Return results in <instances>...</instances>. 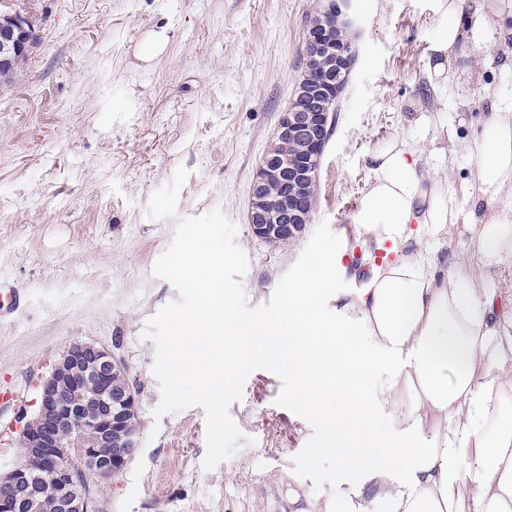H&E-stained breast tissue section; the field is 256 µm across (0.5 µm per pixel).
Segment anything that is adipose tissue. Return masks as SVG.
Listing matches in <instances>:
<instances>
[{"instance_id": "adipose-tissue-1", "label": "adipose tissue", "mask_w": 512, "mask_h": 512, "mask_svg": "<svg viewBox=\"0 0 512 512\" xmlns=\"http://www.w3.org/2000/svg\"><path fill=\"white\" fill-rule=\"evenodd\" d=\"M470 0H436L438 37L427 61L434 86L465 42L489 45L511 31L512 0L470 7ZM375 176L363 191L356 224L390 261L373 267L359 288L337 290L336 319L323 321L317 297L329 276L311 266L275 317L243 323L233 316L230 293L220 291L222 268L194 255L181 269L200 289V314L178 317L180 365L198 361L206 345L200 383L220 395L232 373L256 356L297 379L292 398L320 420L325 451L348 476L335 498L292 490L291 512H512V315L504 292L487 287L481 272L512 265V210L468 218L462 196L512 191V111L492 106L475 145V177L461 193L428 178L416 151L402 139L370 156ZM466 223L477 238L479 266L437 248L450 225ZM368 336L365 351L354 330ZM232 349H225V340ZM390 368L371 392L360 382L379 365ZM389 410L405 452L386 448L368 421L369 409ZM420 444L418 453L408 445ZM475 475L478 491H465Z\"/></svg>"}]
</instances>
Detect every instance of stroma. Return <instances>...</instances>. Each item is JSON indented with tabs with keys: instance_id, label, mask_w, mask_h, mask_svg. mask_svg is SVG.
Returning <instances> with one entry per match:
<instances>
[{
	"instance_id": "1",
	"label": "stroma",
	"mask_w": 512,
	"mask_h": 512,
	"mask_svg": "<svg viewBox=\"0 0 512 512\" xmlns=\"http://www.w3.org/2000/svg\"><path fill=\"white\" fill-rule=\"evenodd\" d=\"M321 0H0L34 15L39 42L0 83V279L21 292L0 319V391L25 394L78 340L111 350L137 391L139 446L115 475L88 479L92 512H288L294 458L312 434L277 405L259 369L229 413L245 436L208 470L206 414L154 417L150 318L177 299L153 274L178 220L221 208L248 260L249 306L268 303L316 227L375 262L359 238L369 156L398 137L457 190L490 103L512 106V40L469 46L440 89L427 73L434 0H357L355 65L321 160L312 220L272 243L248 224L252 183L302 75L306 21ZM165 53L140 62L144 34ZM168 36L165 31L147 33L137 46V55L141 61L150 63L166 50Z\"/></svg>"
}]
</instances>
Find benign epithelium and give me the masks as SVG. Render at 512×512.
<instances>
[{
	"label": "benign epithelium",
	"mask_w": 512,
	"mask_h": 512,
	"mask_svg": "<svg viewBox=\"0 0 512 512\" xmlns=\"http://www.w3.org/2000/svg\"><path fill=\"white\" fill-rule=\"evenodd\" d=\"M323 13L329 27L355 29L358 20L355 0H326ZM39 39L36 22L19 12L0 14V77L11 73L14 59L27 55ZM333 78L310 75L305 90L311 111L282 114L276 136L303 145L306 153L299 167L279 166L262 159L252 185V204L248 224L252 233L267 241V225L281 224L282 233L292 237L310 222L312 197L302 185L318 175V163L328 142L327 109L333 99ZM281 182L282 192L266 194L271 178ZM120 363L112 352L93 342L75 341L61 354L49 375L40 383L39 405L34 416L20 427L24 461L0 472V512H30L41 508L35 490L34 471L46 473L56 488L58 507L63 512H87L86 474L108 476L118 472L137 447L138 440L127 438L126 449L110 457L97 453L112 447V429L119 426L124 413L137 409V394L132 388L112 387V370Z\"/></svg>",
	"instance_id": "benign-epithelium-1"
}]
</instances>
